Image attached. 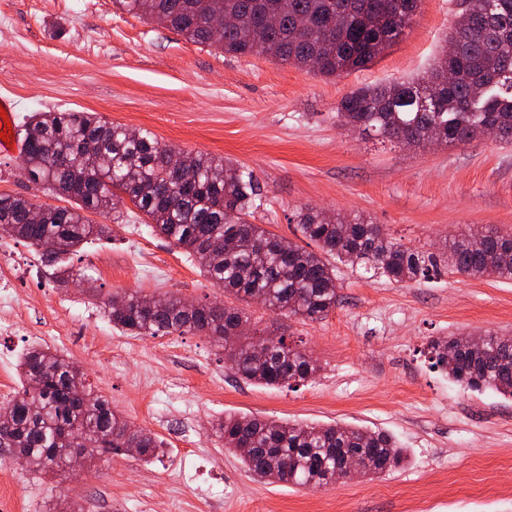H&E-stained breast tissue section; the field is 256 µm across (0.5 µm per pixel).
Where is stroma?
<instances>
[{
    "label": "stroma",
    "mask_w": 512,
    "mask_h": 512,
    "mask_svg": "<svg viewBox=\"0 0 512 512\" xmlns=\"http://www.w3.org/2000/svg\"><path fill=\"white\" fill-rule=\"evenodd\" d=\"M457 11L458 0H421L372 63L324 77L192 42L112 0H0V94L16 100L17 127L35 112H95L175 150L237 162L260 186L254 223L279 236L295 239V215L311 207L364 215L387 237L431 251L477 229L512 233V143L414 149L345 130L336 108L356 88L426 71ZM17 162L0 155V194L56 205ZM92 220L111 232L72 256L62 285L26 243L0 241L27 273L12 312L24 333L0 335V402L19 388L17 358L42 346L77 363L113 411L163 439L165 453L35 472L0 448V512H512V399L449 381L427 349L437 336H512V280L445 271L396 284L342 265L336 307L322 321L247 305L253 325H280L320 365L296 387H266L235 377L208 336L113 328L103 303L115 291L193 302L223 292L140 212ZM227 413L382 430L409 462L322 489L264 483L215 436Z\"/></svg>",
    "instance_id": "stroma-1"
}]
</instances>
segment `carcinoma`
I'll return each instance as SVG.
<instances>
[{
    "instance_id": "cac0c4a2",
    "label": "carcinoma",
    "mask_w": 512,
    "mask_h": 512,
    "mask_svg": "<svg viewBox=\"0 0 512 512\" xmlns=\"http://www.w3.org/2000/svg\"><path fill=\"white\" fill-rule=\"evenodd\" d=\"M420 0H113V5L172 28L192 42L219 46L226 54L270 55L301 68L320 62L317 73L336 76L363 68L395 42ZM279 14V27L265 33L258 21ZM223 16L213 36L206 18ZM448 41L427 75L388 85L358 88L339 102L341 117L362 133L375 132L414 148L482 137L488 128L512 142V0H461ZM19 165L29 180L74 201L46 207L32 223L31 200L0 194V232L26 243L47 267L65 278V257L106 232L87 214L115 210L124 200L149 218L151 232L185 250L212 285L240 301L260 297L276 315L317 322L336 308V265H348L407 284L450 269L473 278L512 279V233H477L435 251L405 247L355 214L297 215V231L315 244L309 250L249 221L259 186L252 174L221 157L192 156L193 175L169 167V147L148 130L130 134L95 112H34L19 133ZM112 326L130 336L203 333L224 350L234 375L282 387L313 378L320 366L281 335L268 355H251L240 329L251 325L241 308L187 305L177 295L116 291L104 302ZM432 367L476 392L512 398V340L495 333L471 337L462 347L453 336L430 340ZM20 389L0 409V448L27 457L46 471L65 463L73 448L95 445L140 457L158 456L148 431L114 412L95 393L75 363L48 348H33L19 364ZM224 449L240 454L257 479L301 487L332 484L336 468L351 455L362 477L405 465L408 456L385 433L334 425H309L229 414L214 427Z\"/></svg>"
}]
</instances>
